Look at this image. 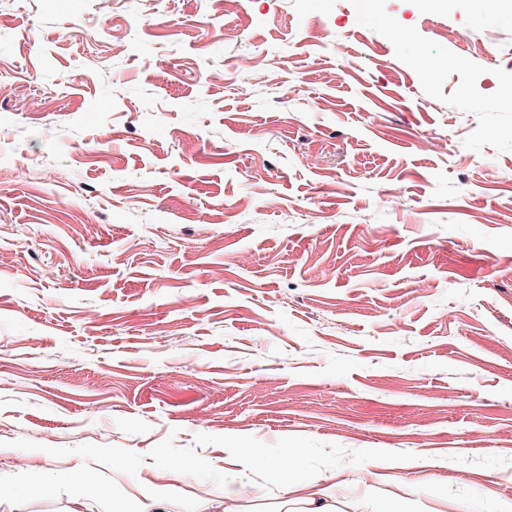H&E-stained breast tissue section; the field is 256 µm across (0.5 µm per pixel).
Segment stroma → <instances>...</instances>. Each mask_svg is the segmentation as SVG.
<instances>
[{
  "label": "stroma",
  "mask_w": 512,
  "mask_h": 512,
  "mask_svg": "<svg viewBox=\"0 0 512 512\" xmlns=\"http://www.w3.org/2000/svg\"><path fill=\"white\" fill-rule=\"evenodd\" d=\"M509 78L512 0H0V512H512ZM247 452L262 466L279 474L286 484H288L290 472L297 464L301 453L297 448H284L276 457L267 456L260 448H248Z\"/></svg>",
  "instance_id": "obj_1"
}]
</instances>
